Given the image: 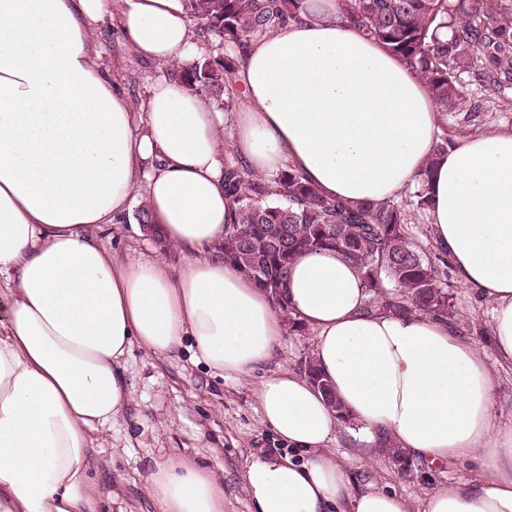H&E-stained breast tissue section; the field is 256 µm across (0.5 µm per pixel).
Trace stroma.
<instances>
[{"mask_svg": "<svg viewBox=\"0 0 512 512\" xmlns=\"http://www.w3.org/2000/svg\"><path fill=\"white\" fill-rule=\"evenodd\" d=\"M97 64L125 95L132 111L139 112L158 70L153 63L134 57L126 47L117 18L94 32ZM458 79L465 98L443 113L441 127L451 143L463 138L512 128V84L498 89L477 81L473 68L461 70ZM407 232L435 268L437 279L453 297L454 327L477 344L487 361H494L491 345L492 304L472 288L463 287L457 272L435 244L427 216L409 215ZM103 244L124 262H134L161 252L173 266L180 255L160 248L155 240L138 236L131 224L106 228ZM309 331L285 333L274 359L243 381L218 377L192 352L153 355L133 347L124 358L133 399L112 422L91 432V475L101 492L99 512H156L146 491L147 479L157 463L185 458L212 467L224 479V512H253L242 472L255 453H283L287 445L259 422L254 389L268 374L298 370L311 354ZM329 448L337 461L350 464L358 483L383 482L398 493L418 499L425 492L454 480L470 477L475 463L449 465L435 470L422 461L403 472L385 451L362 454L350 428H342Z\"/></svg>", "mask_w": 512, "mask_h": 512, "instance_id": "1", "label": "stroma"}]
</instances>
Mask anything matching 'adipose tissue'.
Wrapping results in <instances>:
<instances>
[{
  "label": "adipose tissue",
  "mask_w": 512,
  "mask_h": 512,
  "mask_svg": "<svg viewBox=\"0 0 512 512\" xmlns=\"http://www.w3.org/2000/svg\"><path fill=\"white\" fill-rule=\"evenodd\" d=\"M306 3L240 64L229 146L250 171L298 170L330 198L399 197L421 182L437 106L412 67L337 21L338 0ZM109 7L0 0V512H97L89 431L133 398L122 365L132 344L173 355L187 343L240 380L285 333L273 298L216 252L234 221L223 113L162 77L135 116L94 62L91 32ZM195 25L184 0H121L125 43L151 63L201 57ZM425 184L435 241L461 284L492 302L493 344L512 365V130L465 138ZM138 188L180 267L161 255L121 264L98 242ZM286 294L336 400L290 371L259 383L260 422L290 452L247 461L254 512H512V425L497 418V378L473 342L416 311H368L363 279L333 250L298 255ZM337 402L359 440L479 470L415 506L387 486L356 488L327 451ZM147 490L159 512H224L205 465L169 459Z\"/></svg>",
  "instance_id": "ef3b65f1"
}]
</instances>
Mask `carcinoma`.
Instances as JSON below:
<instances>
[{"instance_id":"1","label":"carcinoma","mask_w":512,"mask_h":512,"mask_svg":"<svg viewBox=\"0 0 512 512\" xmlns=\"http://www.w3.org/2000/svg\"><path fill=\"white\" fill-rule=\"evenodd\" d=\"M185 2L199 34L218 40L224 56L197 59L177 75L227 113L241 103L232 85L241 53L305 10V0ZM340 2L338 19L362 28L416 69L443 112L461 103L463 86L456 71L473 55L493 85L512 81L511 8L492 0ZM224 191L236 222L225 230L219 252L224 262L271 295L288 330L302 329L288 308V268L297 255L313 249H334L354 264L370 294V311L416 310L441 320L453 315L448 291L405 229L406 211L423 215L430 209L426 188H417L403 203H345L323 196L291 169L272 176L252 173L227 148ZM300 372L325 394L341 421L352 424L321 378L314 356L301 361Z\"/></svg>"}]
</instances>
